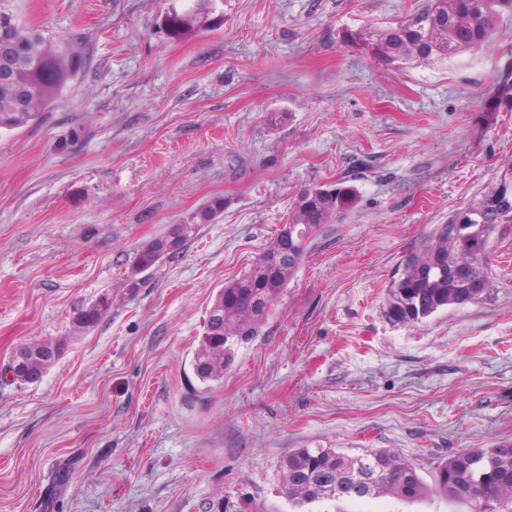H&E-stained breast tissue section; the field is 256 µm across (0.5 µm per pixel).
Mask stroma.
Masks as SVG:
<instances>
[{
    "mask_svg": "<svg viewBox=\"0 0 512 512\" xmlns=\"http://www.w3.org/2000/svg\"><path fill=\"white\" fill-rule=\"evenodd\" d=\"M422 0H16L88 63L0 131V366L61 338L34 384L0 376V512H297L295 448L392 449L424 480L512 439V225L481 300L405 325L403 253L512 169V10L482 48L405 65L342 41ZM273 112L289 113L271 126ZM347 181L261 333L221 382L191 365L215 288L269 246L297 193ZM224 212L136 292L139 247ZM112 307L76 332L75 309ZM64 350V342L60 339H51L48 342L34 341L20 346L10 356L4 366V374L11 368L12 362L22 356L35 367L46 365L47 369L60 357Z\"/></svg>",
    "mask_w": 512,
    "mask_h": 512,
    "instance_id": "1",
    "label": "stroma"
}]
</instances>
